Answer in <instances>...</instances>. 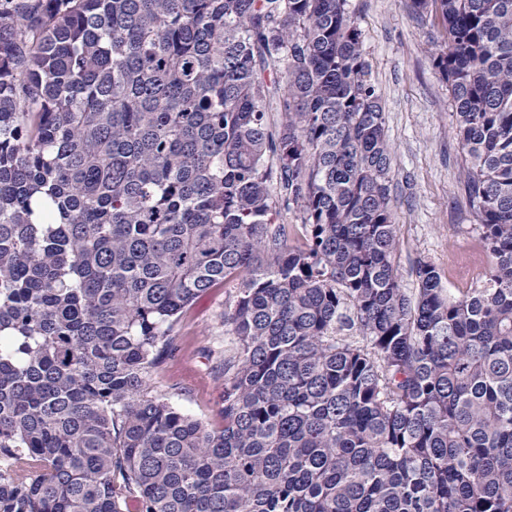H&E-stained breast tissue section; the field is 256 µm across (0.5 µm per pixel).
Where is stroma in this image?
Here are the masks:
<instances>
[{"instance_id": "35a3bbf8", "label": "stroma", "mask_w": 512, "mask_h": 512, "mask_svg": "<svg viewBox=\"0 0 512 512\" xmlns=\"http://www.w3.org/2000/svg\"><path fill=\"white\" fill-rule=\"evenodd\" d=\"M410 0H350L362 30L369 81L386 112L393 153L392 207L399 225L396 265L404 287L416 288L412 268L431 263L451 296L481 283L488 253L459 181L462 147L453 133L448 85L431 53L444 34L442 19H421ZM229 288L216 284L181 321L177 356L154 371L155 390L178 393V403L209 427L221 428L222 388L205 349L224 346V300Z\"/></svg>"}]
</instances>
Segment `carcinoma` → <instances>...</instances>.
<instances>
[{"mask_svg": "<svg viewBox=\"0 0 512 512\" xmlns=\"http://www.w3.org/2000/svg\"><path fill=\"white\" fill-rule=\"evenodd\" d=\"M410 7L490 257L455 298L398 275L349 0H0V512H512V0ZM217 282L220 430L148 382Z\"/></svg>", "mask_w": 512, "mask_h": 512, "instance_id": "obj_1", "label": "carcinoma"}]
</instances>
